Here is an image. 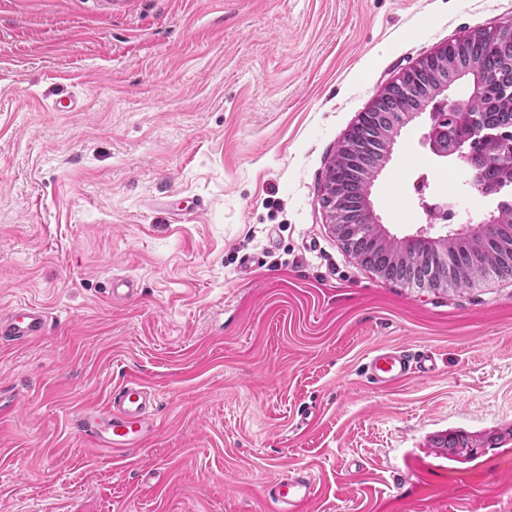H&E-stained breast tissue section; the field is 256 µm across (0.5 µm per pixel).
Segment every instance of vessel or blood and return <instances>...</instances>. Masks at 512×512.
<instances>
[{
    "instance_id": "obj_1",
    "label": "vessel or blood",
    "mask_w": 512,
    "mask_h": 512,
    "mask_svg": "<svg viewBox=\"0 0 512 512\" xmlns=\"http://www.w3.org/2000/svg\"><path fill=\"white\" fill-rule=\"evenodd\" d=\"M47 316L33 304H20L0 313V343L23 342L44 336ZM437 371L432 350L383 347L376 350L365 365L369 382L376 386L400 382L409 376H430ZM157 397L143 379L132 376L113 389L104 407H87L74 423L77 431L89 437L97 447L110 452L140 448L154 431L153 412ZM315 478L310 470L292 469L280 473L266 486L267 497L278 512H296L314 494Z\"/></svg>"
}]
</instances>
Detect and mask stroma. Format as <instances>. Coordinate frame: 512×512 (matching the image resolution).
<instances>
[{
  "instance_id": "obj_1",
  "label": "stroma",
  "mask_w": 512,
  "mask_h": 512,
  "mask_svg": "<svg viewBox=\"0 0 512 512\" xmlns=\"http://www.w3.org/2000/svg\"><path fill=\"white\" fill-rule=\"evenodd\" d=\"M509 22L512 0H0V311L49 315L0 343V512H276L291 467L316 478L297 512H512V278L389 281L321 205L400 71ZM429 124L371 188L399 242L496 209ZM121 278L137 294L108 299ZM382 347L440 371L371 385ZM130 376L155 432L114 455L73 415ZM452 429L503 441L449 462ZM47 316L37 305L20 304L0 313V343L23 342L44 336Z\"/></svg>"
}]
</instances>
